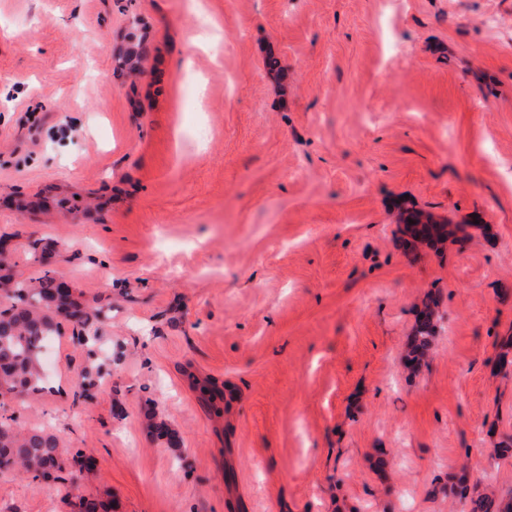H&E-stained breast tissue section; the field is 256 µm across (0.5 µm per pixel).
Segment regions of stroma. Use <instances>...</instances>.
I'll list each match as a JSON object with an SVG mask.
<instances>
[{
  "label": "stroma",
  "instance_id": "obj_1",
  "mask_svg": "<svg viewBox=\"0 0 512 512\" xmlns=\"http://www.w3.org/2000/svg\"><path fill=\"white\" fill-rule=\"evenodd\" d=\"M195 10L209 38L186 0H0V241L18 280L37 240L112 303L91 398L65 321L48 392L0 405L92 458L111 512H461V473L512 496V0ZM405 207L457 226L442 253L406 250ZM68 490L0 476V512ZM149 60V53L143 44L132 43L122 53L114 58V71L119 75L134 78L140 75ZM440 318L436 315L434 309L428 304L417 314L414 325L415 346L413 353L424 350L431 339L436 335L437 323Z\"/></svg>",
  "mask_w": 512,
  "mask_h": 512
}]
</instances>
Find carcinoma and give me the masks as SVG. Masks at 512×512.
<instances>
[{"label":"carcinoma","instance_id":"obj_1","mask_svg":"<svg viewBox=\"0 0 512 512\" xmlns=\"http://www.w3.org/2000/svg\"><path fill=\"white\" fill-rule=\"evenodd\" d=\"M148 60L147 48L132 43L114 58V71L134 78L143 72ZM410 219L404 226L410 245L434 247L448 240V225L420 212L412 214ZM60 288L61 278L53 269H42L37 284L29 286L13 278L8 263L0 262V292L11 300L10 306L0 311V395L27 396L45 391L42 348L47 337L60 334V314L55 306ZM70 305L79 313L75 325L79 328L80 341H98L96 324L104 314L103 309H89L73 299ZM438 321L429 305L417 314L413 351L429 345L436 335ZM63 465V452L54 435L41 429L21 432L14 427L12 416L0 413V474L38 479L63 470ZM459 497L463 501L468 499L466 487H460ZM494 508L495 503L489 498L472 499L469 512H494Z\"/></svg>","mask_w":512,"mask_h":512}]
</instances>
